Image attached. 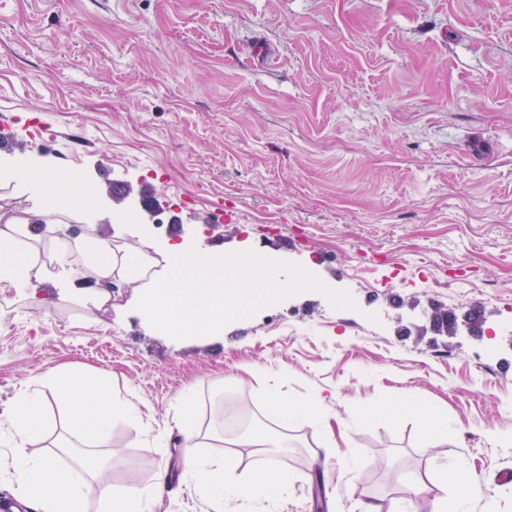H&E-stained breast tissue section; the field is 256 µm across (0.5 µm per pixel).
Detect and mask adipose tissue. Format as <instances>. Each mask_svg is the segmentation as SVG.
<instances>
[{
    "label": "adipose tissue",
    "mask_w": 512,
    "mask_h": 512,
    "mask_svg": "<svg viewBox=\"0 0 512 512\" xmlns=\"http://www.w3.org/2000/svg\"><path fill=\"white\" fill-rule=\"evenodd\" d=\"M30 219H13L0 225V285L18 290L33 283L66 275L75 288L72 299L93 297L105 304L112 299V288L121 283H138L146 311L174 334L201 331L219 332L224 314L244 301H258L288 289L289 283L277 272L254 281L243 274L194 260L182 244L166 243L160 260L132 265L123 245L106 236L59 237L62 220L50 222L49 233L34 235ZM182 260L180 273H173V260ZM231 283L234 293L219 300L215 290ZM39 385L54 388L65 403L66 427L80 440L85 453L77 465L61 463L53 456L27 454L28 444L47 439L52 431L44 420L43 400L38 391L18 394L7 414L8 444L14 448L15 475L23 497L33 512H87L88 501H95L96 512H153L155 493L166 485V472H159L153 490L139 488L117 492L106 484L101 473L112 466L109 457H98L97 449L111 445L116 421L136 426L142 420L137 398L119 399L105 375L54 371L37 377ZM179 433L192 456L185 460L187 474L213 512H224L225 505L238 502L276 503L287 498L293 478L277 465L266 462L250 468L243 477L235 476L226 461H209L195 455L199 433L190 413L178 421ZM361 512H447L444 501L430 497L426 486H416L412 498L384 501L373 498L361 505Z\"/></svg>",
    "instance_id": "adipose-tissue-1"
}]
</instances>
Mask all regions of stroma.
Returning <instances> with one entry per match:
<instances>
[{"mask_svg":"<svg viewBox=\"0 0 512 512\" xmlns=\"http://www.w3.org/2000/svg\"><path fill=\"white\" fill-rule=\"evenodd\" d=\"M255 40L273 60L244 59ZM0 171L80 180L113 241L269 257L306 273L218 334L170 336L122 284L105 312L0 287V421L34 377L107 373L145 404L112 428L107 482L168 481L156 512H212L183 478L185 391L213 459L269 427L280 395L315 420L284 428L293 474L275 512H359L461 467L469 512H512V0H0ZM129 187L123 202L113 185ZM156 187L157 211L141 207ZM479 309L449 335L435 316ZM378 401L396 414L364 417ZM446 419L430 443L420 412ZM358 461L337 481L349 449Z\"/></svg>","mask_w":512,"mask_h":512,"instance_id":"35a3bbf8","label":"stroma"}]
</instances>
